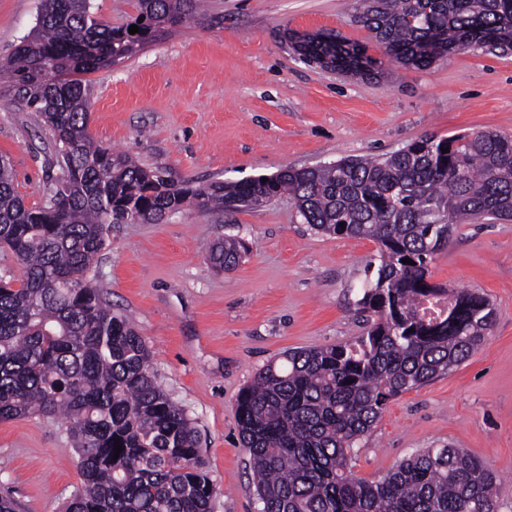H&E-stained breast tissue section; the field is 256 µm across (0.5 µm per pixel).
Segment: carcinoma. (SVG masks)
I'll list each match as a JSON object with an SVG mask.
<instances>
[{"label": "carcinoma", "instance_id": "1", "mask_svg": "<svg viewBox=\"0 0 512 512\" xmlns=\"http://www.w3.org/2000/svg\"><path fill=\"white\" fill-rule=\"evenodd\" d=\"M198 9L199 0H137L131 35L93 0H43L32 30L0 57V79L49 131L61 170L49 200L33 208L0 158V249L23 270L0 280V421L66 420L83 483L65 512H211L199 431L157 383L132 321L112 311L88 272L114 224H158L185 209L238 212L286 194L311 228L370 239L378 250L359 300L365 331L284 353L237 397L260 512H498L500 480L457 448H424L371 482L356 478L351 462L356 441L395 398L485 341L494 305L430 283L429 265L458 220L512 221V136L422 138L383 159L285 166L265 182L179 184L90 135L84 75L131 58ZM354 21L408 67L475 45L512 50V0H361ZM289 39L322 68L358 65L357 53H333L325 40ZM246 252L235 239L207 250L224 270ZM431 300L445 309L426 314Z\"/></svg>", "mask_w": 512, "mask_h": 512}]
</instances>
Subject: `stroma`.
<instances>
[{
	"label": "stroma",
	"instance_id": "stroma-1",
	"mask_svg": "<svg viewBox=\"0 0 512 512\" xmlns=\"http://www.w3.org/2000/svg\"><path fill=\"white\" fill-rule=\"evenodd\" d=\"M40 0H0V55L36 22ZM355 0H206L204 12L125 62L88 75L89 131L177 182H234L283 166L381 158L425 137L512 136V53L456 51L427 68L391 62L353 22ZM336 36L386 70L378 81L306 63L288 34ZM51 136L0 80V156L26 206L43 205L60 170ZM241 239L233 270L208 244ZM377 253L368 239L326 236L281 197L232 214L184 210L118 224L92 273L150 350V368L201 434L212 512H258L235 413L239 391L281 353L344 343ZM431 283L486 295L496 319L468 359L395 399L356 444L352 472L375 481L424 448L452 446L501 480L512 512V222L457 225ZM61 419L0 422V492L20 512H63L80 486Z\"/></svg>",
	"mask_w": 512,
	"mask_h": 512
}]
</instances>
